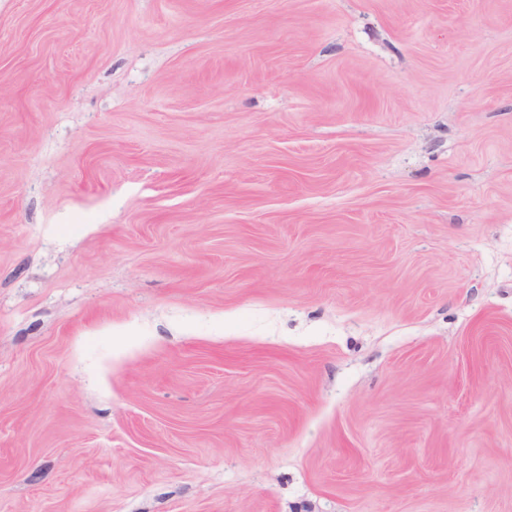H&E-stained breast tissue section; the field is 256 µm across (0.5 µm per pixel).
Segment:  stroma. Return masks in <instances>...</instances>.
Instances as JSON below:
<instances>
[{
	"instance_id": "stroma-1",
	"label": "stroma",
	"mask_w": 512,
	"mask_h": 512,
	"mask_svg": "<svg viewBox=\"0 0 512 512\" xmlns=\"http://www.w3.org/2000/svg\"><path fill=\"white\" fill-rule=\"evenodd\" d=\"M0 512H512V0H0Z\"/></svg>"
}]
</instances>
